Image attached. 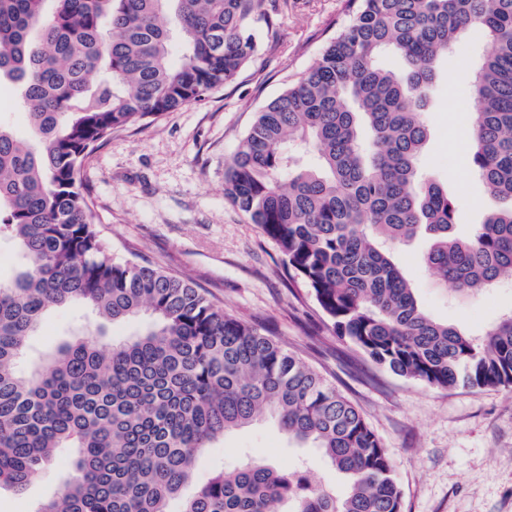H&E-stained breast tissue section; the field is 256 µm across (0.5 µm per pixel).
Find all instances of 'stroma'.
Segmentation results:
<instances>
[{
	"label": "stroma",
	"instance_id": "stroma-1",
	"mask_svg": "<svg viewBox=\"0 0 512 512\" xmlns=\"http://www.w3.org/2000/svg\"><path fill=\"white\" fill-rule=\"evenodd\" d=\"M266 9L271 24L232 82L200 102L114 130L85 159L80 178L94 202V222L114 259L189 280L225 313L269 330L351 400L391 459L402 512H512V388H437L378 366L333 335L307 288L290 285L277 244L224 197V163L254 112L315 62L346 19L345 0H266ZM486 47L479 35L461 37L426 114L430 137L421 166L454 197L462 236L483 221L488 203L467 148L473 69ZM429 246L423 235L396 246L393 257L432 318L478 337L512 311L510 282L475 297L441 285L424 263ZM75 321L74 307L50 310L30 347L54 350ZM247 455L281 470L307 462L313 482L345 489L317 449L289 445L270 418L215 442L197 474ZM71 471L65 448L25 492L1 489L0 512H37Z\"/></svg>",
	"mask_w": 512,
	"mask_h": 512
}]
</instances>
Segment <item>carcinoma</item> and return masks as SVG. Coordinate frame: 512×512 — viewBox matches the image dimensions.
Here are the masks:
<instances>
[{
	"label": "carcinoma",
	"mask_w": 512,
	"mask_h": 512,
	"mask_svg": "<svg viewBox=\"0 0 512 512\" xmlns=\"http://www.w3.org/2000/svg\"><path fill=\"white\" fill-rule=\"evenodd\" d=\"M346 10L316 62L255 112L225 163V199L277 243L333 333L376 364L432 387H511L512 312L481 338L432 319L392 250L428 235L427 268L461 295L512 280V0H346ZM264 26L263 0H0V81L39 142L0 125V237L19 258L0 281V489H25L59 449H75L73 477L37 512H170L211 443L268 415L313 444L346 491L249 457L181 512H401L388 453L359 409L192 283L114 260L79 179L113 130L233 80ZM468 30L489 42L473 77L471 164L490 207L460 237L448 189L418 164L439 64ZM389 53L401 70L381 65ZM302 153L316 165L303 167ZM64 305L101 323L21 367L28 337ZM143 313L151 327L106 339L104 325Z\"/></svg>",
	"instance_id": "carcinoma-1"
}]
</instances>
